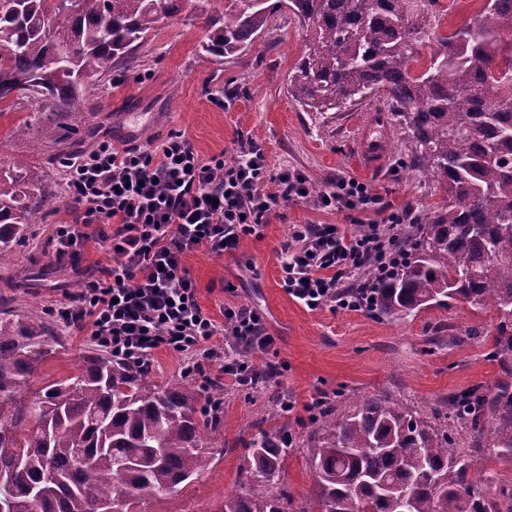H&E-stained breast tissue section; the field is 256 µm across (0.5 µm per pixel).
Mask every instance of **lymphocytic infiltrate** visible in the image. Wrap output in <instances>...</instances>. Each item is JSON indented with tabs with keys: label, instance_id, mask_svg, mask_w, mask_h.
Instances as JSON below:
<instances>
[{
	"label": "lymphocytic infiltrate",
	"instance_id": "1",
	"mask_svg": "<svg viewBox=\"0 0 512 512\" xmlns=\"http://www.w3.org/2000/svg\"><path fill=\"white\" fill-rule=\"evenodd\" d=\"M65 167L62 189L77 209L72 223L54 229L56 256L78 263L94 234L109 259L83 268L79 289L62 296L60 322L88 330L95 346L134 362H147L161 347L174 351L184 374L205 384L216 373L242 378L253 364L248 354L214 343L219 327L197 300L186 254L201 247L215 256L235 252L244 238L261 236L282 200L311 197L325 211L376 201L366 184L343 177L311 195L303 172L271 170L256 144L228 159L202 160L180 134L143 150H120L104 139L67 158ZM410 219V210L397 211L356 235L333 224L295 225L280 255L284 290L311 311L370 309L371 284L353 288L344 278L368 258L378 275L394 270L400 260L394 240ZM224 319L234 335L254 337L256 350L273 345L255 310L228 308Z\"/></svg>",
	"mask_w": 512,
	"mask_h": 512
}]
</instances>
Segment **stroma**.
Here are the masks:
<instances>
[{
  "mask_svg": "<svg viewBox=\"0 0 512 512\" xmlns=\"http://www.w3.org/2000/svg\"><path fill=\"white\" fill-rule=\"evenodd\" d=\"M207 33V16L201 12L186 10L163 20L134 59L114 66L120 83L89 82L86 111L63 124L42 100L0 102V167L15 158L30 160L54 192L45 212L35 216L30 237L17 242L14 261L0 266V313L52 323L62 291L78 288L70 266L57 262L51 236L55 225L71 222L75 210L74 201L62 192L65 159L101 140L111 139L120 148L144 147L181 133L205 160L220 153L233 157L255 143L270 169L301 170L312 197L280 203L262 238H246L237 251L221 257L202 248L185 257L198 302L216 323H223L225 307L245 305L262 315L275 338L269 352L255 353L252 360L258 365L270 359L282 367L270 384L271 390L287 392L293 404L282 482L301 505L310 501L315 486L305 443L317 400L340 392H379L431 403L477 384L494 385L500 365L487 359L488 344L468 330L474 325L493 329L498 315L455 303L397 320L371 311H311L293 300L281 286L280 251L294 225L334 224L353 235L363 224L384 222L395 210H411L413 221H420L424 210L443 196L402 153L404 134L394 122L386 124L385 165L366 170L354 159V142L368 107L320 115L302 111L289 98L288 74L305 51L292 15H272L253 49L231 59L203 57ZM216 95L227 98L228 108L213 104ZM26 121L29 135H18L17 126ZM339 176L365 183L376 205L364 211L319 210L314 194ZM440 327L457 336L455 345L428 343ZM92 348L86 331L60 328L55 350L22 388L24 399H33L52 382L78 376ZM222 381L224 421L203 432L212 453L209 467L175 492L151 500L146 512H220L225 497L247 493L240 477L246 464L241 443L253 434L267 395L238 391L228 375Z\"/></svg>",
  "mask_w": 512,
  "mask_h": 512,
  "instance_id": "35a3bbf8",
  "label": "stroma"
}]
</instances>
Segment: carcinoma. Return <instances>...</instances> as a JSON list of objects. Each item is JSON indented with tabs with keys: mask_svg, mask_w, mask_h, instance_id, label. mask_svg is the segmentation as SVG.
Returning a JSON list of instances; mask_svg holds the SVG:
<instances>
[{
	"mask_svg": "<svg viewBox=\"0 0 512 512\" xmlns=\"http://www.w3.org/2000/svg\"><path fill=\"white\" fill-rule=\"evenodd\" d=\"M208 10L206 54L249 51L277 12L293 15L306 50L288 75L305 112L378 100L404 131L405 153L448 204L404 234V261L376 289L372 311L410 318L449 301L499 314L490 360L504 378L440 403L349 394L313 406L306 441L317 482L297 512H512V491L489 494L459 451L492 445L512 459V0H486L473 19L437 35L424 0H0V101L31 96L63 116L85 105V82L108 76L164 19ZM434 40L412 70L416 45ZM500 61H495V57ZM40 168H0V264L12 257L49 196ZM58 344L33 317H0V512H132L201 474L210 452L200 425L222 421L224 387L199 406L191 385L161 386L148 371L91 352L80 375L17 397ZM273 393L255 424L247 496L222 512H290L282 484L289 436Z\"/></svg>",
	"mask_w": 512,
	"mask_h": 512,
	"instance_id": "carcinoma-1",
	"label": "carcinoma"
}]
</instances>
